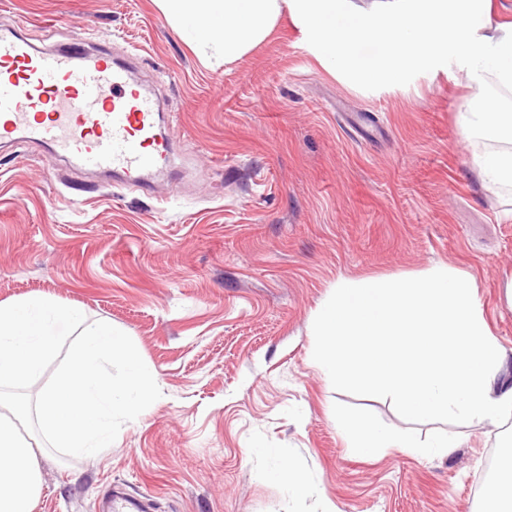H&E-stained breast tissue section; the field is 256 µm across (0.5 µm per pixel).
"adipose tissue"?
<instances>
[{
	"label": "adipose tissue",
	"instance_id": "1",
	"mask_svg": "<svg viewBox=\"0 0 512 512\" xmlns=\"http://www.w3.org/2000/svg\"><path fill=\"white\" fill-rule=\"evenodd\" d=\"M336 425L347 445L362 456H376L385 448H405L423 457L449 456L462 445L461 439L437 434L428 441L420 442L410 436H399L376 430L362 418L354 415H340Z\"/></svg>",
	"mask_w": 512,
	"mask_h": 512
}]
</instances>
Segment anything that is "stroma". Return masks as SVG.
Segmentation results:
<instances>
[{
  "label": "stroma",
  "instance_id": "obj_1",
  "mask_svg": "<svg viewBox=\"0 0 512 512\" xmlns=\"http://www.w3.org/2000/svg\"><path fill=\"white\" fill-rule=\"evenodd\" d=\"M105 33L173 115L176 165L148 194L45 146L0 148V302L82 307L133 340L162 395L91 457L40 455L34 512H485L503 425L401 418L311 363L312 322L338 281L471 273L512 349V196L488 191L457 118L478 87L453 64L363 90L291 19L223 62L156 0H0V29ZM340 414L462 448L366 458ZM287 466L306 481L273 477Z\"/></svg>",
  "mask_w": 512,
  "mask_h": 512
}]
</instances>
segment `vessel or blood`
I'll return each mask as SVG.
<instances>
[{
  "label": "vessel or blood",
  "instance_id": "vessel-or-blood-1",
  "mask_svg": "<svg viewBox=\"0 0 512 512\" xmlns=\"http://www.w3.org/2000/svg\"><path fill=\"white\" fill-rule=\"evenodd\" d=\"M158 100L113 62L108 37L87 47L71 33L40 48L18 30L0 33V136L42 142L71 162L137 183L168 171L169 144L156 132Z\"/></svg>",
  "mask_w": 512,
  "mask_h": 512
}]
</instances>
